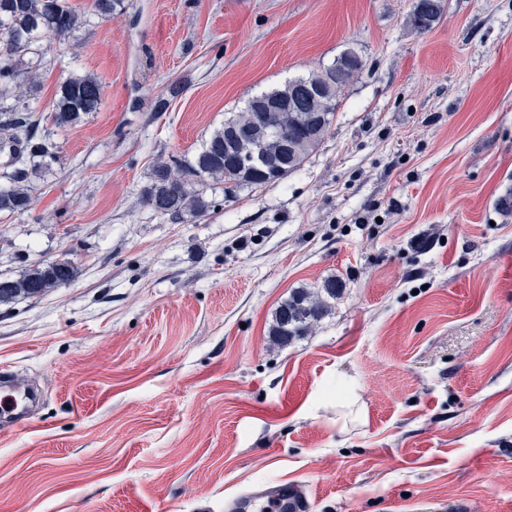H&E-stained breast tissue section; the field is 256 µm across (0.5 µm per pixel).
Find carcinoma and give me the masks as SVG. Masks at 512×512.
<instances>
[{
	"mask_svg": "<svg viewBox=\"0 0 512 512\" xmlns=\"http://www.w3.org/2000/svg\"><path fill=\"white\" fill-rule=\"evenodd\" d=\"M123 0H93L92 15H112ZM424 23L411 27L418 32L430 30L441 15L440 0H422ZM86 22L68 5L67 0H0V213L22 214L32 204L34 181L41 178L56 159V143L39 132L42 115L37 102L27 96L29 82L48 62L42 43L48 39H66ZM346 69L348 76L360 67L339 57L322 72L288 80L283 86L261 93V96H288L296 86L313 80L324 82L334 72ZM103 95L100 82L90 74L73 73L59 84L51 112V121L58 128L75 125L96 110ZM251 105L224 120L213 131L202 148L185 163L170 167L159 164L153 168L151 183L143 190V201L155 213L180 221L187 215L207 212L209 205L199 187L210 180L224 181V193L245 186L260 184V178L248 169L224 162V142L233 126L253 122ZM312 112L307 102L298 103L294 112H279L274 129L258 134V140L240 149L256 157L265 167L278 153L280 141H291L295 155L292 172L302 166L308 155L324 140L333 123L334 113H324L323 130L317 139L308 138ZM77 277L75 265L68 259L39 263L21 272L0 286V304L24 297H40L56 288L70 286ZM336 281L329 280L317 290L301 288L293 291L278 308L270 329L276 343L286 345L294 338L310 335L329 314L336 300Z\"/></svg>",
	"mask_w": 512,
	"mask_h": 512,
	"instance_id": "obj_1",
	"label": "carcinoma"
}]
</instances>
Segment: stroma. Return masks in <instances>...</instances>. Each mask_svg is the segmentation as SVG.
<instances>
[{
	"label": "stroma",
	"mask_w": 512,
	"mask_h": 512,
	"mask_svg": "<svg viewBox=\"0 0 512 512\" xmlns=\"http://www.w3.org/2000/svg\"><path fill=\"white\" fill-rule=\"evenodd\" d=\"M51 42L97 111L57 128L0 277L75 282L0 305V373L40 401L0 435V512H232L297 484L309 512H512V0H129ZM363 66L303 166L174 222L142 200L248 100ZM170 98L157 112L158 95ZM343 291L275 344L295 289ZM77 277L75 265L66 258L39 263L26 268L14 279L0 278V304L17 298L40 297L56 289L70 286ZM2 282L5 286L1 287Z\"/></svg>",
	"instance_id": "35a3bbf8"
}]
</instances>
